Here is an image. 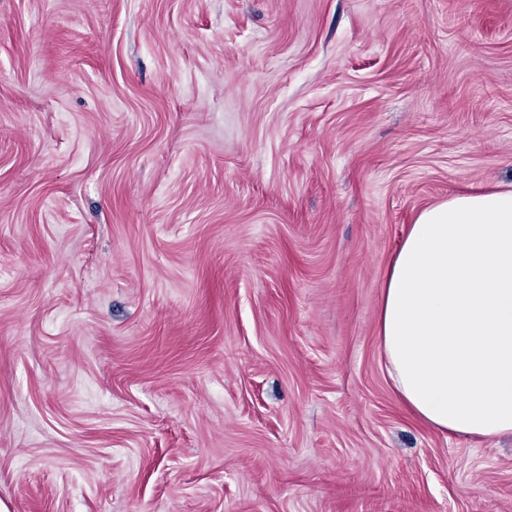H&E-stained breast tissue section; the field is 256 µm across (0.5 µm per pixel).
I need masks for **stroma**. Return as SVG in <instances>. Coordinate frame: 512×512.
I'll return each mask as SVG.
<instances>
[{
  "label": "stroma",
  "instance_id": "35a3bbf8",
  "mask_svg": "<svg viewBox=\"0 0 512 512\" xmlns=\"http://www.w3.org/2000/svg\"><path fill=\"white\" fill-rule=\"evenodd\" d=\"M512 185V0H0L8 512H512L377 338L418 214Z\"/></svg>",
  "mask_w": 512,
  "mask_h": 512
}]
</instances>
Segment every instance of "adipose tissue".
<instances>
[{"mask_svg": "<svg viewBox=\"0 0 512 512\" xmlns=\"http://www.w3.org/2000/svg\"><path fill=\"white\" fill-rule=\"evenodd\" d=\"M377 335L416 418L445 435L512 434V188L420 212L385 273Z\"/></svg>", "mask_w": 512, "mask_h": 512, "instance_id": "obj_1", "label": "adipose tissue"}]
</instances>
